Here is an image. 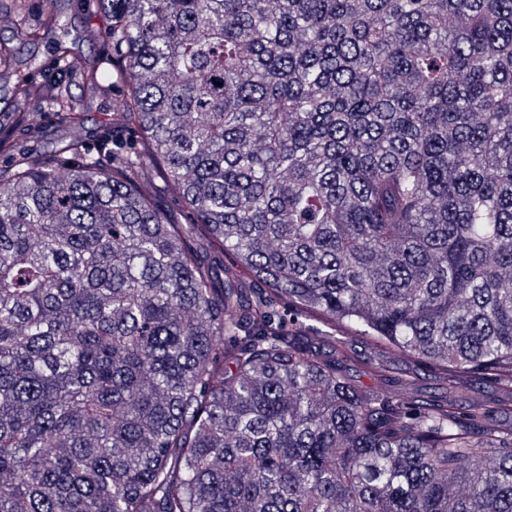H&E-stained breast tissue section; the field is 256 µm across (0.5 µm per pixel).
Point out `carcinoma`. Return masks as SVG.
I'll return each mask as SVG.
<instances>
[{
  "label": "carcinoma",
  "instance_id": "cac0c4a2",
  "mask_svg": "<svg viewBox=\"0 0 512 512\" xmlns=\"http://www.w3.org/2000/svg\"><path fill=\"white\" fill-rule=\"evenodd\" d=\"M96 3L111 68L12 96L122 82L97 147L0 134V512H512V0ZM145 170H149V176H145ZM140 182L149 192L153 206L169 220L177 224H186L190 221L189 210L181 203L166 180L154 168L144 169Z\"/></svg>",
  "mask_w": 512,
  "mask_h": 512
}]
</instances>
